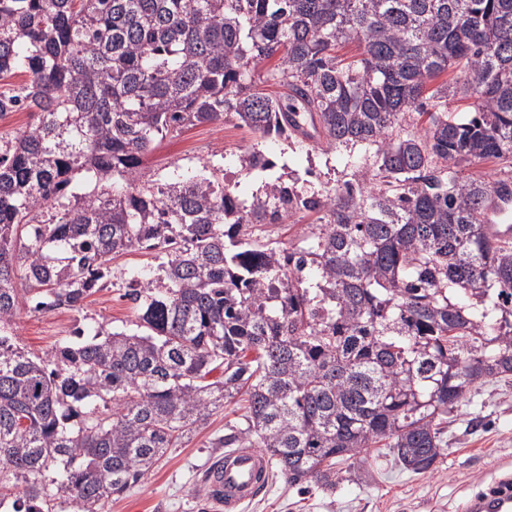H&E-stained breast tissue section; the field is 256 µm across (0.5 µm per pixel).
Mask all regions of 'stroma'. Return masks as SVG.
I'll return each mask as SVG.
<instances>
[{"mask_svg": "<svg viewBox=\"0 0 512 512\" xmlns=\"http://www.w3.org/2000/svg\"><path fill=\"white\" fill-rule=\"evenodd\" d=\"M256 143L272 160L289 168L315 164L322 182L333 185L343 177V166L335 155L309 159L279 139L256 142L250 131L230 117L219 125L197 124L167 135L149 165L153 177L161 178L171 163L193 169L220 150L225 171L233 173L240 191L247 195L256 184L242 172L238 157ZM125 292V281L119 277L78 311L60 308L43 313L22 308L14 326L16 338L27 350L43 356L83 323L135 329L139 319ZM238 414L234 405L215 412L181 447L171 449L144 482L113 500L109 512H217L202 491L203 479L212 461L223 454L214 447V439ZM474 417L480 421L475 428L469 424ZM364 469L361 480L342 483L332 494L319 490L301 494L284 479L273 478L244 512H464L468 500L512 476V381L491 382L473 394L448 426V458L435 473L413 475L384 457L370 458Z\"/></svg>", "mask_w": 512, "mask_h": 512, "instance_id": "obj_1", "label": "stroma"}]
</instances>
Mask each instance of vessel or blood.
<instances>
[{"instance_id":"obj_1","label":"vessel or blood","mask_w":512,"mask_h":512,"mask_svg":"<svg viewBox=\"0 0 512 512\" xmlns=\"http://www.w3.org/2000/svg\"><path fill=\"white\" fill-rule=\"evenodd\" d=\"M484 222L493 235L512 237V186L491 194L484 207ZM271 465L255 449L225 453L208 469L204 481L209 499L222 512H242L270 483ZM469 512H512V489L475 498Z\"/></svg>"}]
</instances>
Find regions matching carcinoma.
Masks as SVG:
<instances>
[{"mask_svg":"<svg viewBox=\"0 0 512 512\" xmlns=\"http://www.w3.org/2000/svg\"><path fill=\"white\" fill-rule=\"evenodd\" d=\"M459 94L474 111L448 110ZM18 111L36 119L0 139L12 512H107L236 399L214 447L260 449L291 486L353 482L373 448L432 474L448 418L512 377V241L481 220L512 177L463 175L512 163V0H0V116ZM228 116L335 153L345 180L243 198L211 161L148 175L164 136ZM240 164L275 167L257 143ZM299 213L304 246L262 235ZM143 250L124 273L140 329L19 345L21 307L79 310Z\"/></svg>","mask_w":512,"mask_h":512,"instance_id":"carcinoma-1","label":"carcinoma"}]
</instances>
